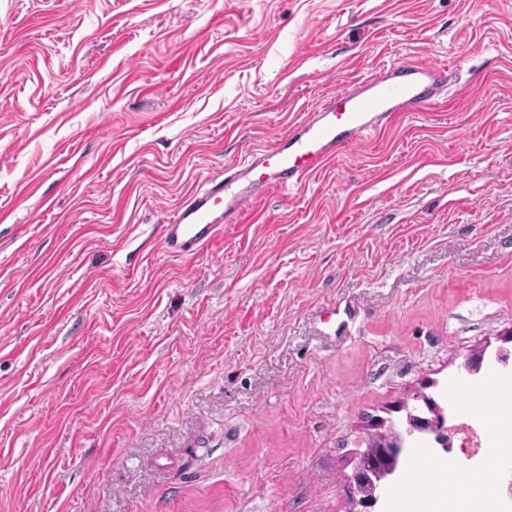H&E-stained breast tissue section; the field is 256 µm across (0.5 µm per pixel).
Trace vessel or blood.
<instances>
[{"label":"vessel or blood","mask_w":512,"mask_h":512,"mask_svg":"<svg viewBox=\"0 0 512 512\" xmlns=\"http://www.w3.org/2000/svg\"><path fill=\"white\" fill-rule=\"evenodd\" d=\"M468 83L460 69L394 62L348 82L271 144L225 167L192 190L162 226L165 251L185 258L208 249L272 190L304 185L328 163L390 128L409 112H429Z\"/></svg>","instance_id":"b4317fda"}]
</instances>
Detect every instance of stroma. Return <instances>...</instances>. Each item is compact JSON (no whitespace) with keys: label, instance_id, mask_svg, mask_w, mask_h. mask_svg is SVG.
Instances as JSON below:
<instances>
[{"label":"stroma","instance_id":"1","mask_svg":"<svg viewBox=\"0 0 512 512\" xmlns=\"http://www.w3.org/2000/svg\"><path fill=\"white\" fill-rule=\"evenodd\" d=\"M407 59L483 80L163 252ZM511 331L512 0H0V512H350L371 425Z\"/></svg>","mask_w":512,"mask_h":512}]
</instances>
